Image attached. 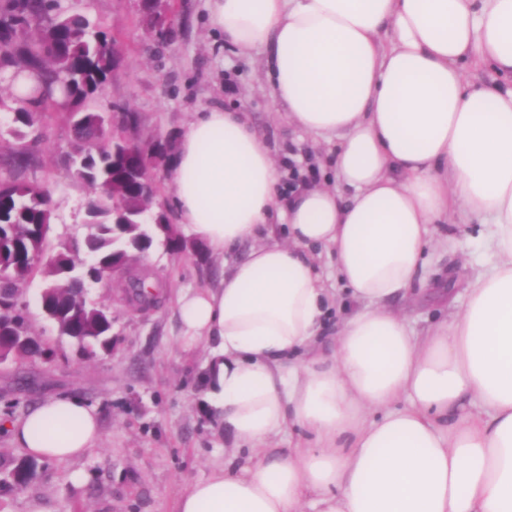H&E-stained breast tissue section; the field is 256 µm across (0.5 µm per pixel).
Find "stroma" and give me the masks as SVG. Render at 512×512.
Listing matches in <instances>:
<instances>
[{
	"mask_svg": "<svg viewBox=\"0 0 512 512\" xmlns=\"http://www.w3.org/2000/svg\"><path fill=\"white\" fill-rule=\"evenodd\" d=\"M114 38L122 62L92 100L94 108L131 112L146 144L162 141L175 152L180 132L203 107L244 112L267 140L281 168L290 154L316 165L330 145L296 131L277 104L262 52L239 56L210 29L207 0H169L175 25L170 41L156 39L136 0H61ZM71 148L63 112L52 113L34 151L30 178L52 199L53 233L85 235L86 190L73 183L62 157ZM459 247L437 254L429 282L394 301L416 332L430 319L461 309L488 253L474 225L453 228ZM184 251L153 249L140 255L164 294L157 307L140 310L125 301L126 278L116 274L90 291L92 302L112 309L113 349L79 356L41 311V277L28 279L22 300L33 331L55 348L50 361L22 360L0 367V455L25 451L4 424L22 419L48 398L75 395L93 405L100 437L87 454L66 461L38 459L23 490L0 485V512H177L180 495L224 463V433L208 415L201 394L208 351L182 349L176 302L185 292L216 286L231 259L187 238Z\"/></svg>",
	"mask_w": 512,
	"mask_h": 512,
	"instance_id": "obj_1",
	"label": "stroma"
}]
</instances>
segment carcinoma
<instances>
[{"label":"carcinoma","mask_w":512,"mask_h":512,"mask_svg":"<svg viewBox=\"0 0 512 512\" xmlns=\"http://www.w3.org/2000/svg\"><path fill=\"white\" fill-rule=\"evenodd\" d=\"M0 82L10 83L22 73L35 79L32 94L12 109L10 133L20 143L0 175V305L20 309V285L38 273L47 286H59L67 270H77L73 254L49 253L44 226L51 223L48 189L23 175L31 156L30 144L43 139L41 123L54 110L66 111L71 130V151L64 164L71 177L89 189L91 219L95 221L85 247L102 260L101 276L112 277V253L134 241L144 252L150 239L141 228L127 223L130 214L146 204L140 185L124 171L128 155H112L121 142L96 122L99 113L85 108L112 78L118 62L109 50L107 34L81 14L61 9L58 0H0ZM36 31L37 38L28 37ZM155 287L146 280L130 282L127 295L141 307L159 303ZM59 335L74 341L82 336L91 346L87 355L112 349L107 328L101 326L104 307L84 303L81 315L72 317L63 293H53Z\"/></svg>","instance_id":"cac0c4a2"}]
</instances>
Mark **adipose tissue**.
<instances>
[{"mask_svg": "<svg viewBox=\"0 0 512 512\" xmlns=\"http://www.w3.org/2000/svg\"><path fill=\"white\" fill-rule=\"evenodd\" d=\"M207 2L224 42L267 51L289 124L333 145L336 186L289 189L239 111L205 108L179 135L180 223L217 254L250 249L178 300L230 443L178 512H512V0ZM467 60L503 83L468 81ZM453 215L480 221L492 260L419 334L391 303L424 283L429 253L454 251L436 232ZM276 220L287 241L263 242ZM318 245L354 304L327 354ZM292 424L305 439L272 447ZM11 434L65 461L99 422L60 396Z\"/></svg>", "mask_w": 512, "mask_h": 512, "instance_id": "adipose-tissue-1", "label": "adipose tissue"}]
</instances>
